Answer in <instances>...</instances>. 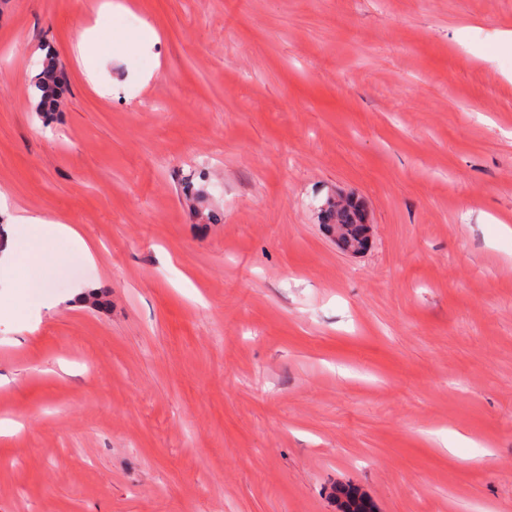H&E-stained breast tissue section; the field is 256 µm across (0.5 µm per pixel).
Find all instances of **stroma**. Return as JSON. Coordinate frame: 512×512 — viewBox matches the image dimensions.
I'll return each mask as SVG.
<instances>
[{
	"label": "stroma",
	"instance_id": "1",
	"mask_svg": "<svg viewBox=\"0 0 512 512\" xmlns=\"http://www.w3.org/2000/svg\"><path fill=\"white\" fill-rule=\"evenodd\" d=\"M505 31L512 0H0V512H512ZM22 215L79 238L29 259ZM65 83V73L58 70L53 63H47L38 74L34 87L39 94V109L42 112H53L60 86ZM323 224H331L342 234V243L347 246L359 244L367 248L369 244L370 227L365 224L363 208L358 200L349 199L339 202L330 199L322 214ZM336 504L340 512H376L368 499L353 489H336Z\"/></svg>",
	"mask_w": 512,
	"mask_h": 512
}]
</instances>
